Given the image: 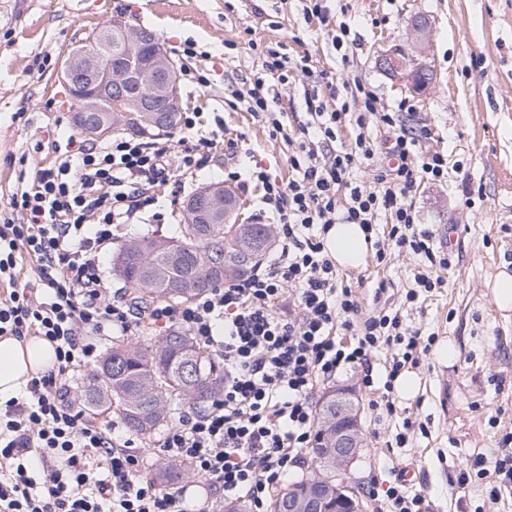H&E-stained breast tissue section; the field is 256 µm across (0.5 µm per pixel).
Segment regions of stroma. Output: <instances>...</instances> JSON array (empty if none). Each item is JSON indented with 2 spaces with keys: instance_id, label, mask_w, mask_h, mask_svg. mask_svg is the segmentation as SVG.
Segmentation results:
<instances>
[{
  "instance_id": "obj_1",
  "label": "stroma",
  "mask_w": 512,
  "mask_h": 512,
  "mask_svg": "<svg viewBox=\"0 0 512 512\" xmlns=\"http://www.w3.org/2000/svg\"><path fill=\"white\" fill-rule=\"evenodd\" d=\"M306 0H0V224L22 223L9 205L28 178L54 166L55 143L73 140L91 147L72 122L73 100L58 72L62 58L92 31L118 16L154 30L173 59L194 40L196 63L209 75L207 87L180 83L184 111L198 133L218 139L207 163L171 185L154 189L156 202L138 224L114 228L115 242L103 255L102 277L110 291L132 295L115 263L134 237L175 236L183 201L205 183L221 182L235 166L242 177L233 189L244 224H271L275 217L247 172L262 168L288 181L290 158L307 123V95L313 74L334 82L338 99L351 101L356 84L371 87L377 106L392 109L410 100L406 126L428 127L427 150L448 157V176L423 182L414 195L420 223L433 229L435 245L455 234L453 264L442 287L405 293L423 272L420 256L394 251L385 263L367 256L364 267L343 270L356 288L361 317L382 308L398 310L405 326L433 338L434 348L452 341L454 363L427 351L412 370L414 396L393 393L395 410L376 417L373 397L358 375L336 379L358 404L365 446L349 479L365 512H375L372 481H390L411 466L408 485L424 494L431 512H512V485L490 497L492 483L473 479L459 489L457 478L480 454L498 450L512 433V317L493 305L488 284L504 263L512 264V0H328V27L307 21ZM431 22V36L417 45L410 22ZM343 35V46L333 38ZM286 44L290 58L307 57L310 74L291 70L276 89V111L286 131L275 137L264 120L234 101L242 80L262 63L259 47ZM422 60L433 75L429 86L412 91L390 74L382 59L394 47ZM385 291H378V284ZM413 427L405 447L395 436L404 420Z\"/></svg>"
}]
</instances>
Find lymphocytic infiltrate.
I'll return each mask as SVG.
<instances>
[{"instance_id": "obj_1", "label": "lymphocytic infiltrate", "mask_w": 512, "mask_h": 512, "mask_svg": "<svg viewBox=\"0 0 512 512\" xmlns=\"http://www.w3.org/2000/svg\"><path fill=\"white\" fill-rule=\"evenodd\" d=\"M260 72L244 81L247 111L273 133L283 124L275 84L288 79L283 43L264 47ZM357 109L308 103L310 120L291 157L294 176L282 183L265 172L249 177L275 212L277 257L247 279L212 289L185 306L144 309L107 294L101 276L112 228L132 224L155 202L153 189L172 170H197L216 150V138L188 136L183 117L180 152L168 140L133 137L63 153L57 166L36 171L11 200L20 224H0V336H34L53 343L56 364L32 378L24 398L0 406V512H187L183 492L145 475L133 440L88 416L69 396V382L96 353V341L149 324L183 328L224 364V386L203 411H187L167 429L159 453L186 464L213 493L263 509L313 441L312 393L341 374L358 371L374 385L371 360L388 352L380 398L372 410L393 412L395 383L417 365L421 333L398 312L360 318V302L339 279L324 236L335 224H359L373 235L377 262L391 250L426 261L425 274L406 294L440 285L452 256L435 249L433 233L417 229L413 193L448 173V159L421 148L420 135L396 111H378L372 89L356 85ZM385 128L390 161H376L369 124ZM356 129L354 149L337 148L343 125ZM366 160L370 185L357 181ZM390 219L378 229L379 216ZM36 266L21 279L19 262ZM376 512H429L425 495L402 479L370 491Z\"/></svg>"}]
</instances>
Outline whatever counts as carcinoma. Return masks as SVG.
I'll return each instance as SVG.
<instances>
[{"instance_id": "1", "label": "carcinoma", "mask_w": 512, "mask_h": 512, "mask_svg": "<svg viewBox=\"0 0 512 512\" xmlns=\"http://www.w3.org/2000/svg\"><path fill=\"white\" fill-rule=\"evenodd\" d=\"M224 219L210 224H190L182 214L177 236H141L120 251L119 276L145 303H184L230 279H245L259 266L254 263L236 274H224L211 262L231 255L243 239L231 232ZM119 362L120 369H109ZM224 386V370L192 336L180 330L147 345H112L84 389V400L94 407L118 410L129 431L152 436L171 419L172 405L206 406ZM160 476L189 479L181 463H168Z\"/></svg>"}]
</instances>
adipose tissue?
<instances>
[{
  "label": "adipose tissue",
  "instance_id": "1",
  "mask_svg": "<svg viewBox=\"0 0 512 512\" xmlns=\"http://www.w3.org/2000/svg\"><path fill=\"white\" fill-rule=\"evenodd\" d=\"M326 249L336 264L347 269L364 266L367 245L360 225L336 224L325 236ZM53 345L43 338H0V404L21 397L28 380L53 368Z\"/></svg>",
  "mask_w": 512,
  "mask_h": 512
}]
</instances>
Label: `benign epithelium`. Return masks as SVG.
Wrapping results in <instances>:
<instances>
[{"instance_id": "1", "label": "benign epithelium", "mask_w": 512, "mask_h": 512, "mask_svg": "<svg viewBox=\"0 0 512 512\" xmlns=\"http://www.w3.org/2000/svg\"><path fill=\"white\" fill-rule=\"evenodd\" d=\"M431 29L429 20L414 21L411 36L415 43L423 44ZM111 33L120 37L127 52L107 61L87 48H77L64 60L60 78L84 101L76 110L74 123L87 130L92 137H106L112 127L122 125L125 108L132 103L142 114L148 129H158L168 121L169 113L182 107L179 93L178 67L160 42L158 35L147 28L135 27L122 20L111 23ZM147 48L148 59L143 61L137 52ZM386 63L408 84H415L425 66L414 62L403 51L394 50ZM112 99L113 109L107 121L97 120L91 104L92 96ZM234 194L224 186L204 185L185 203L188 214L196 208L207 207L214 213L230 205ZM325 411L336 412V417L325 419L324 429L328 448L316 454L313 473L302 487L288 485V512H330L329 505L336 503V512H364L360 499L343 480V475L357 459L364 437L359 423L358 407L345 390H338L325 398Z\"/></svg>"}]
</instances>
